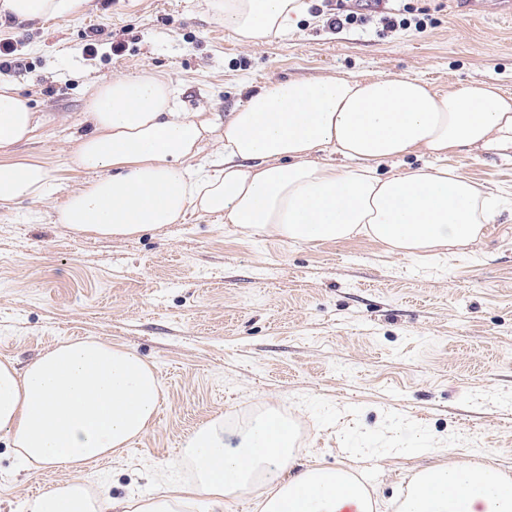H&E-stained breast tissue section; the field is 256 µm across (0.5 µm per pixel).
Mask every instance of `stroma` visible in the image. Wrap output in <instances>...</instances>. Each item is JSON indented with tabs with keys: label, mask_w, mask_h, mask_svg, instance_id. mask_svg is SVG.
Wrapping results in <instances>:
<instances>
[{
	"label": "stroma",
	"mask_w": 512,
	"mask_h": 512,
	"mask_svg": "<svg viewBox=\"0 0 512 512\" xmlns=\"http://www.w3.org/2000/svg\"><path fill=\"white\" fill-rule=\"evenodd\" d=\"M285 37L238 43L206 0H89L84 13L0 25L16 51L11 83L40 119L19 147L55 170L45 198L0 206V359L25 369L68 339L122 344L151 365L161 401L151 429L84 473L91 493L120 500L191 483L180 454L199 425L222 418L234 440L274 409L298 427L301 453L324 465L394 443L359 477L384 506L412 472L437 463L438 441L459 459L512 469V146L449 156L499 199L483 236L423 259L359 237L291 243L228 232L205 214L131 240L86 237L54 208L89 180L70 148L110 75L162 73L183 111L216 125L280 79L410 76L445 89L498 83L512 93V0H306ZM410 8L427 27H384ZM363 25L336 33V13ZM96 39L97 52L83 48ZM410 425L426 444L405 452ZM62 466H20L0 439V512L74 480Z\"/></svg>",
	"instance_id": "35a3bbf8"
}]
</instances>
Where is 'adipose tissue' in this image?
Segmentation results:
<instances>
[{
  "label": "adipose tissue",
  "mask_w": 512,
  "mask_h": 512,
  "mask_svg": "<svg viewBox=\"0 0 512 512\" xmlns=\"http://www.w3.org/2000/svg\"><path fill=\"white\" fill-rule=\"evenodd\" d=\"M85 0H0V21L79 13ZM245 45L287 36L305 0H210ZM92 126L72 147L94 178L58 204L60 223L83 235L128 239L183 221L223 217L229 230L323 243L363 236L402 257L479 239L495 197L442 166L463 148L512 145V96L484 83L437 91L408 77L276 81L250 95L220 127L181 111L165 77L146 70L101 79L85 104ZM39 126L27 99L0 81V206L37 200L54 181L17 145ZM218 149L205 154L208 137ZM408 155L418 168L380 175ZM161 387L135 352L95 338L65 341L25 370L0 361V438L18 461L64 466L75 480L42 492L28 512H179L189 500L222 512L256 494L261 512H375L353 468L298 463L295 428L273 412L256 417L237 445L213 421L185 439L191 485L169 484L142 500L91 496L79 473L122 454L155 421ZM396 512H512V474L445 462L416 471Z\"/></svg>",
  "instance_id": "ef3b65f1"
}]
</instances>
